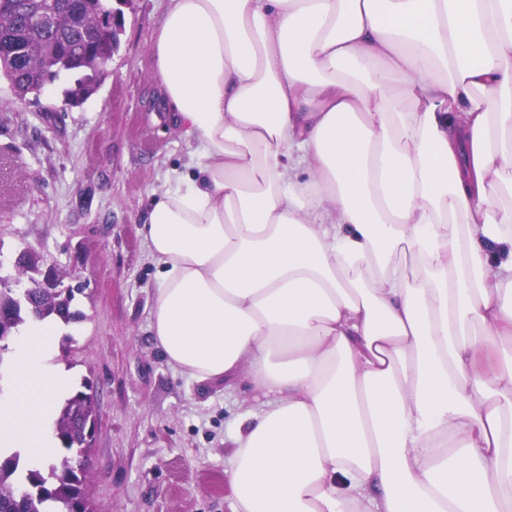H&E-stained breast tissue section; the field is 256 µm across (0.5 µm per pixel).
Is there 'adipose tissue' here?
<instances>
[{
  "label": "adipose tissue",
  "instance_id": "ef3b65f1",
  "mask_svg": "<svg viewBox=\"0 0 512 512\" xmlns=\"http://www.w3.org/2000/svg\"><path fill=\"white\" fill-rule=\"evenodd\" d=\"M152 70L201 172L142 225L153 339L264 396L232 512H512V0H169ZM59 332L1 452L59 445Z\"/></svg>",
  "mask_w": 512,
  "mask_h": 512
}]
</instances>
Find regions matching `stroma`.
<instances>
[{"mask_svg": "<svg viewBox=\"0 0 512 512\" xmlns=\"http://www.w3.org/2000/svg\"><path fill=\"white\" fill-rule=\"evenodd\" d=\"M167 0L123 5L120 48L88 97L60 80L18 100L0 76V276L23 251L75 287L84 318L62 326L58 363L97 388L85 493L94 512H231L225 472L255 388L199 382L150 331L158 283L141 234L155 193L194 173L181 130L160 112L154 34Z\"/></svg>", "mask_w": 512, "mask_h": 512, "instance_id": "35a3bbf8", "label": "stroma"}]
</instances>
